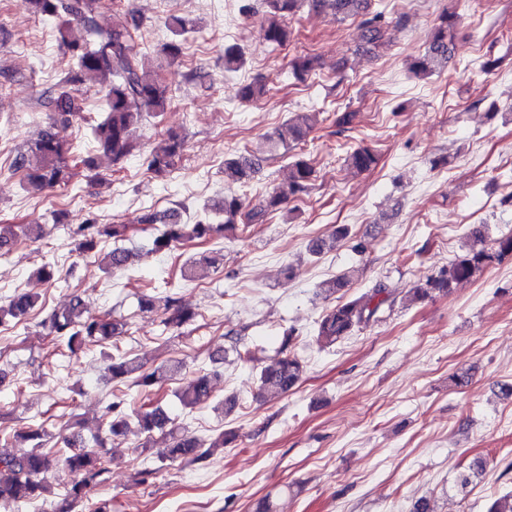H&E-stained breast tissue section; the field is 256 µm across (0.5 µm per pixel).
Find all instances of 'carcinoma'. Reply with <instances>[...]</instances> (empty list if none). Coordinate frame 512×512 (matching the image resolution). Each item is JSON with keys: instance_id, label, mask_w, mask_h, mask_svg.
<instances>
[{"instance_id": "cac0c4a2", "label": "carcinoma", "mask_w": 512, "mask_h": 512, "mask_svg": "<svg viewBox=\"0 0 512 512\" xmlns=\"http://www.w3.org/2000/svg\"><path fill=\"white\" fill-rule=\"evenodd\" d=\"M29 3L34 15L60 20L58 42L74 61V68L68 70L59 81L60 92L54 99L53 110L47 115L38 138L20 152L16 161V169L23 171L22 181L42 190L65 186L74 176L78 156L75 155L76 147L68 130L86 122L81 103L74 95L76 87L102 86L105 110L101 120L91 126V134L112 154L115 163L138 149L137 143L131 139V130L147 116L163 112L171 96L170 86L162 74L145 68L124 21L117 19L112 32H101L97 22L100 0H29ZM264 4L262 24L265 39L275 49L292 41L293 35L286 25V18L304 7L310 12L326 14L338 22L356 20L364 44L372 50L388 44L392 21L384 12L371 9V0H264ZM167 28L174 39L163 45L162 53L168 62L173 63L182 54L179 37L186 32V23L172 17L168 20ZM455 42L456 16L445 11L439 15L430 33L427 48L411 62V73L418 79H426L442 72L450 59L448 49ZM292 68L296 76L303 77L321 68V62L313 55H298L292 60ZM267 93L268 85L263 78L246 82L239 89L240 98L246 102L259 101ZM315 124L314 115L299 114L276 128L271 140L277 148L281 147L287 152L294 150L306 142ZM184 149V136L167 132L152 149L148 168L157 175L167 173L182 159ZM345 163L351 170L361 173L377 163V156L371 147L359 146L347 153ZM257 170L256 162L250 158L239 156L228 159L224 162V180L244 183ZM314 179L315 168L311 161L296 154L288 163L287 178L257 202L242 195H224L219 208L224 221L219 224L209 221L182 224L173 211L161 214L151 210L142 214L139 223L163 225V229L152 238L150 252L167 253L186 242L205 243L214 234L235 230L239 225L248 227L262 223L266 215L281 210L284 205L308 193ZM130 232L129 224H98L88 219L77 228V248L83 253H91L96 251L103 238L122 241L129 238ZM349 235L348 226L340 225L331 238L312 241L309 251L318 255ZM471 235L474 237L472 243L447 267L410 289L412 301H425L446 294L456 285L472 279L489 263L512 256V234L492 240L488 247L485 246L481 229H472ZM139 258L140 253L121 247L112 248L105 256L107 267L112 269L124 268ZM348 287L349 275L344 272L322 283L320 293L328 299ZM38 301L36 295L15 291L8 303L0 306V325L9 318L18 322L25 319L38 307ZM395 301L396 291L383 283L352 299L337 296L336 303L327 307L317 322V343L322 347L336 344L354 330L377 319L383 307L391 308ZM163 312L162 324L167 329H178L196 316L192 309L183 306L172 296L163 298ZM43 324L48 326L53 339L73 355L81 350L85 339L95 337L106 341L121 335L124 327L108 314H84L82 300L77 295L72 297L67 307L48 312ZM293 335L294 331H288L281 347L282 356L263 366L258 373L256 398H279L302 379L303 364L286 353ZM103 358L112 380L131 379L141 387L143 401L140 408L129 414L122 408L123 401H114L109 407L110 419L104 432L88 439L76 432L50 448L42 443L45 430L41 425L14 431L12 438L30 441L32 445L29 450L0 456V505L19 507L42 502L50 505L48 512H73L75 504L90 500L92 489L106 481L109 467L103 448L110 441L124 438L134 421L148 434L157 430L169 438L167 454L173 461L180 459L199 463L210 456L214 449L237 441L238 435L233 430L220 433L207 444L196 435L169 426V418L157 400L158 391L164 382L183 371V361L167 360L147 370L143 363L119 351L105 353ZM211 394L212 375L203 372L176 392V397L183 407L192 409L207 401ZM54 468L69 478L65 494L58 500L55 499L49 476Z\"/></svg>"}]
</instances>
